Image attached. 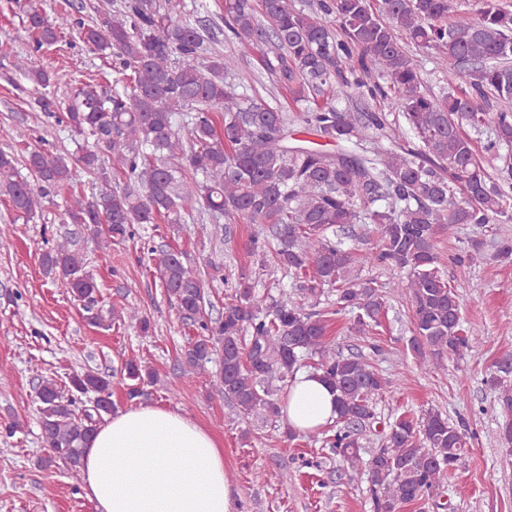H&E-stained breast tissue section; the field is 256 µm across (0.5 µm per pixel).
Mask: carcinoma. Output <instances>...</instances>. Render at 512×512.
<instances>
[{
	"instance_id": "cac0c4a2",
	"label": "carcinoma",
	"mask_w": 512,
	"mask_h": 512,
	"mask_svg": "<svg viewBox=\"0 0 512 512\" xmlns=\"http://www.w3.org/2000/svg\"><path fill=\"white\" fill-rule=\"evenodd\" d=\"M474 2L476 17L461 19L457 0H382L379 10L370 0H316L309 10L295 0H216L224 27L253 53L252 66L230 71L221 56L205 54L207 25L173 20L172 0H120L80 27L90 49L112 56L116 77L110 89H77L67 112L56 116L82 137L78 151H30L32 182L20 175L14 154L0 151V197L26 221L80 165L98 189L66 210L65 223L84 224L97 236L122 240L135 224L176 222L197 209L215 220L260 226L250 254L262 264L275 242L277 265L298 285L278 298L260 295L242 270L216 319L206 316L202 280L182 253L158 259L167 298L197 330L183 354L188 372L205 369L219 353L216 392L246 414L277 416L281 407L266 381H286L302 357L320 355L317 371L336 392L342 424L329 447L348 471L367 466L375 512H399L434 496L467 437L437 411L417 421L404 416L363 460L360 439L388 380L361 357L329 351L327 314L307 311L305 300L331 286L336 311L354 312L357 331L379 323L386 301L374 282L351 276L355 256L338 236L346 225L375 224L379 245L362 260L406 272L392 288L411 303L410 348L419 367L476 351L434 247L438 233L451 236L459 224L512 221V10L495 0ZM26 19L35 47L18 68L46 89L52 73L37 51L58 42L66 18L53 23L30 0ZM409 44L445 60L446 94L425 88ZM256 70L288 92L293 113L248 94ZM338 87L388 110L354 112L336 102ZM184 112L186 136L175 123ZM215 112L222 113L220 126ZM394 112L411 138L392 136ZM300 133L316 140L296 138ZM488 154L499 166L489 165ZM183 168L194 178L190 189L179 176ZM119 173L122 187L112 185ZM73 246L66 234L54 239L42 267L100 326L97 282ZM485 259L484 242L475 240L458 261ZM113 317L149 332L136 308ZM121 372L130 399L152 380L134 358ZM491 384L511 412L512 381L494 376ZM90 391L97 394L94 405L80 407ZM36 397L47 449L41 465L59 460L78 467L102 414L112 411L111 381L87 370L64 389L41 382Z\"/></svg>"
}]
</instances>
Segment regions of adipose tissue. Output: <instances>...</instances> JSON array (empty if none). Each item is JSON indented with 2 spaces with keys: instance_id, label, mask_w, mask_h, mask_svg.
<instances>
[{
  "instance_id": "1",
  "label": "adipose tissue",
  "mask_w": 512,
  "mask_h": 512,
  "mask_svg": "<svg viewBox=\"0 0 512 512\" xmlns=\"http://www.w3.org/2000/svg\"><path fill=\"white\" fill-rule=\"evenodd\" d=\"M285 419L311 432L336 417V393L319 373L289 383ZM177 454L179 467L168 463ZM84 494L96 512H232L224 455L211 434L181 413L155 404L97 425L81 459Z\"/></svg>"
}]
</instances>
